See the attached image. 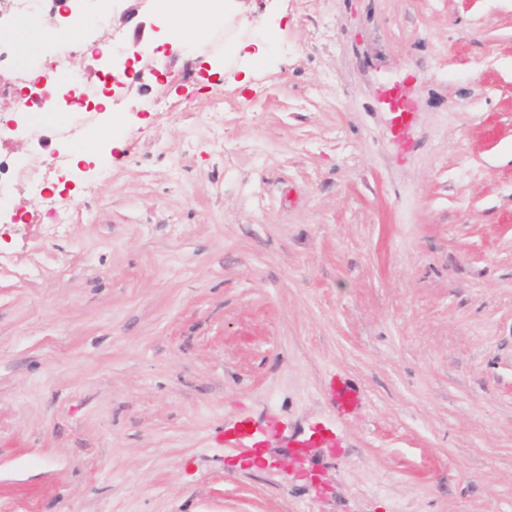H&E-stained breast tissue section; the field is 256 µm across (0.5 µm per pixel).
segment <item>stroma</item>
Returning <instances> with one entry per match:
<instances>
[{
  "label": "stroma",
  "mask_w": 512,
  "mask_h": 512,
  "mask_svg": "<svg viewBox=\"0 0 512 512\" xmlns=\"http://www.w3.org/2000/svg\"><path fill=\"white\" fill-rule=\"evenodd\" d=\"M70 8L0 0V47L74 28L98 85ZM221 12L161 51L164 0H109L123 152L0 96L46 185L90 157L56 235L0 207V512H512V0Z\"/></svg>",
  "instance_id": "stroma-1"
}]
</instances>
